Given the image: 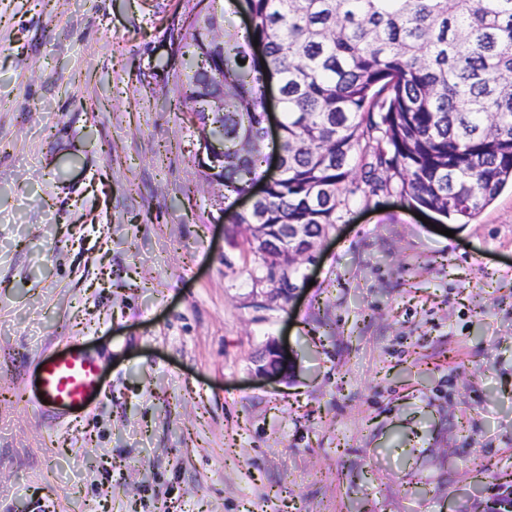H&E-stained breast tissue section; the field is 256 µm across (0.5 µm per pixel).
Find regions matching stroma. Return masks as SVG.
Here are the masks:
<instances>
[{
    "mask_svg": "<svg viewBox=\"0 0 512 512\" xmlns=\"http://www.w3.org/2000/svg\"><path fill=\"white\" fill-rule=\"evenodd\" d=\"M185 6L0 0V512H490L512 189L455 226L359 193L277 299L166 78ZM271 339L287 376L254 373ZM71 344L105 392L52 423L34 366Z\"/></svg>",
    "mask_w": 512,
    "mask_h": 512,
    "instance_id": "1",
    "label": "stroma"
}]
</instances>
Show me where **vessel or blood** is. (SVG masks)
<instances>
[{"label": "vessel or blood", "mask_w": 512, "mask_h": 512, "mask_svg": "<svg viewBox=\"0 0 512 512\" xmlns=\"http://www.w3.org/2000/svg\"><path fill=\"white\" fill-rule=\"evenodd\" d=\"M34 377L39 410L63 417L81 413L102 393L99 367L85 351L70 350L38 360Z\"/></svg>", "instance_id": "obj_1"}]
</instances>
